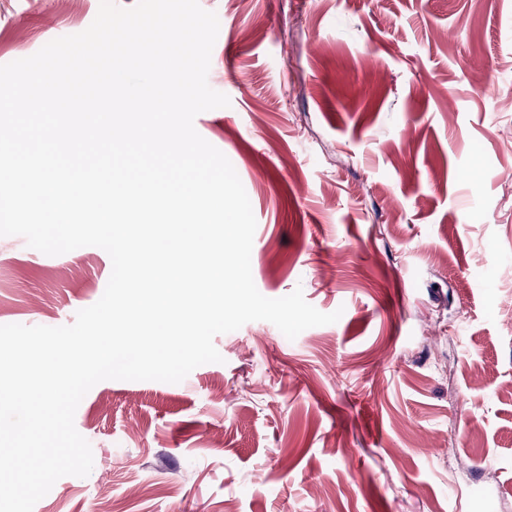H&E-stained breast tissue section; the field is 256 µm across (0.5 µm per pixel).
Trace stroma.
Masks as SVG:
<instances>
[{
  "label": "stroma",
  "instance_id": "stroma-1",
  "mask_svg": "<svg viewBox=\"0 0 512 512\" xmlns=\"http://www.w3.org/2000/svg\"><path fill=\"white\" fill-rule=\"evenodd\" d=\"M199 3L230 104L194 126L249 197L254 284L341 317L247 323L176 384L97 383L92 471L34 512H512V0ZM98 8L0 0V64ZM111 270L0 237V325L72 324Z\"/></svg>",
  "mask_w": 512,
  "mask_h": 512
}]
</instances>
